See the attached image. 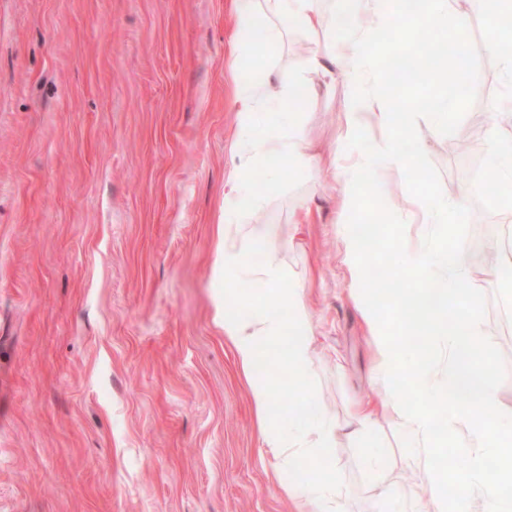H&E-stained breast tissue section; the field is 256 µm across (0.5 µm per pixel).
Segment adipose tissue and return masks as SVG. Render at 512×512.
Segmentation results:
<instances>
[{
    "instance_id": "adipose-tissue-1",
    "label": "adipose tissue",
    "mask_w": 512,
    "mask_h": 512,
    "mask_svg": "<svg viewBox=\"0 0 512 512\" xmlns=\"http://www.w3.org/2000/svg\"><path fill=\"white\" fill-rule=\"evenodd\" d=\"M481 17L483 37L478 47L463 41L452 44L440 74L451 73L470 94H480L460 60L478 52L497 58L512 74V52L501 45V24L512 17V0H472ZM450 0H232L233 53L228 64L234 74L233 104L238 134L231 143L230 165L224 174V222L219 225L212 262L213 280L222 288L224 338L234 350L246 378L265 448L288 465L284 493L299 512H347L342 480L326 460L339 435L361 438L374 431L380 413L392 412L398 433L407 443L405 468L419 474L422 495H414L385 473L379 447L364 448V460L377 479L378 500H404L407 512H423L429 498L434 512H512V496L500 482L489 480L491 460L512 451V407L500 403L493 365L469 361L467 353L484 346L486 328L480 313L469 306L449 312L454 285L468 266L463 245L447 246L443 228L453 223L469 204L461 191L453 201L430 193L408 197L391 209L386 198L369 196L367 187L382 181H400L422 164L426 142L422 123H438V111H409L400 92H388L380 75L375 40L361 17L374 23L392 17L404 28L408 17L428 32L447 31L449 24L464 27L465 17L449 21ZM324 33L323 45L312 49L298 71L276 77L273 54L293 32ZM314 76L324 90L335 82L345 87L343 131L330 167L302 136L304 118L291 109L297 87ZM486 165L500 177L499 205L512 217V110L499 108L484 116ZM367 140L372 153L353 157L350 145ZM312 169L329 186L340 190L341 220L336 235L342 262L350 277V293L357 302L377 353L373 382L382 384L385 399L359 403L345 421L331 418L318 403L313 387L315 330L303 302V288L288 271L287 248L270 225L257 221L268 200L283 189L284 169ZM393 213L400 228L391 241L395 252L410 255L407 270L417 283L398 302L402 312H413L426 323L421 342L391 330L367 284V258L379 242L376 225L359 231V215ZM255 281L262 289L243 295L240 285ZM286 373L297 395L288 410L275 402L272 371ZM421 394L406 400L408 388ZM451 447L467 459L465 470L448 472L441 450Z\"/></svg>"
}]
</instances>
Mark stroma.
Instances as JSON below:
<instances>
[{
  "mask_svg": "<svg viewBox=\"0 0 512 512\" xmlns=\"http://www.w3.org/2000/svg\"><path fill=\"white\" fill-rule=\"evenodd\" d=\"M230 0H0V512H296L259 438L249 387L224 340L211 266L236 132L224 65ZM479 98L444 128L422 126L425 169L394 183L441 198L472 191L448 239L487 251L507 226L486 177L483 113L504 102L497 59L473 55ZM344 88L296 104L329 157ZM468 130V159L449 149ZM258 214L287 240L316 328L314 387L336 420L366 399L375 352L336 240L338 194L290 171ZM310 207L314 221L294 216ZM395 309L406 280L386 241ZM491 263L471 262L465 301L488 332L485 360L512 406V306ZM348 438L328 460L349 512H401L373 498Z\"/></svg>",
  "mask_w": 512,
  "mask_h": 512,
  "instance_id": "35a3bbf8",
  "label": "stroma"
}]
</instances>
